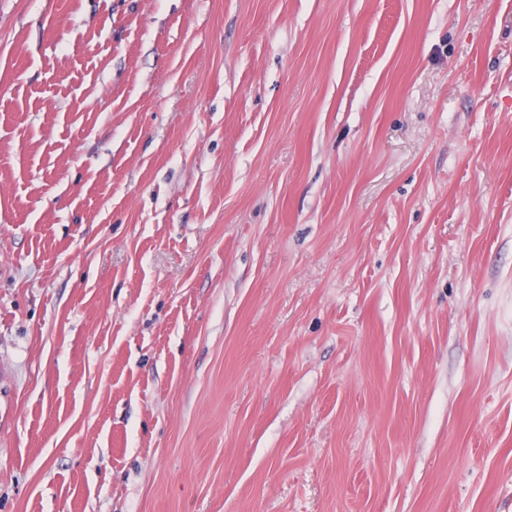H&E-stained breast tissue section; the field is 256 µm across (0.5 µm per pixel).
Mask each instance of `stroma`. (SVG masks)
Masks as SVG:
<instances>
[{
    "label": "stroma",
    "instance_id": "1",
    "mask_svg": "<svg viewBox=\"0 0 512 512\" xmlns=\"http://www.w3.org/2000/svg\"><path fill=\"white\" fill-rule=\"evenodd\" d=\"M0 512H512V0H0Z\"/></svg>",
    "mask_w": 512,
    "mask_h": 512
}]
</instances>
